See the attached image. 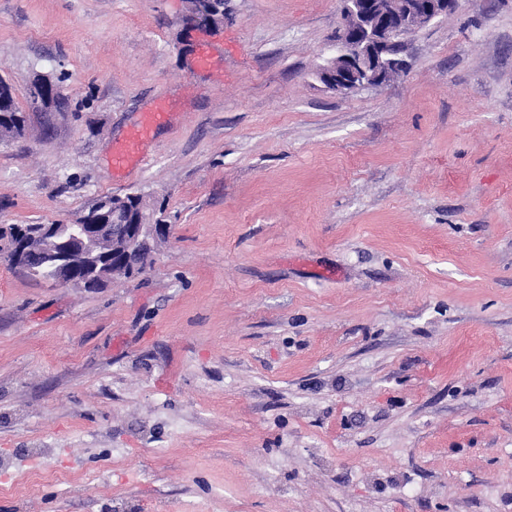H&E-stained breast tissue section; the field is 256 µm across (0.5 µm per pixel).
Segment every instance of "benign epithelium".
I'll return each instance as SVG.
<instances>
[{
	"mask_svg": "<svg viewBox=\"0 0 512 512\" xmlns=\"http://www.w3.org/2000/svg\"><path fill=\"white\" fill-rule=\"evenodd\" d=\"M207 23L201 24L185 12L179 22L187 31L217 30L224 26L223 0H209ZM336 44L331 56L319 64L316 75L329 90L348 94L389 82L392 70H405L409 62L404 52L405 39L417 29L455 10L458 0H410L407 10L393 18L378 11L377 0H340ZM166 226L145 213L130 224L112 217L110 224H94L82 219L73 224H46L41 234L49 236L59 248L58 272L68 286L81 287L98 279L131 271L132 257L151 255L152 241ZM15 240L6 247L8 261L22 269L33 263L35 252L27 246L26 230L15 226Z\"/></svg>",
	"mask_w": 512,
	"mask_h": 512,
	"instance_id": "1",
	"label": "benign epithelium"
}]
</instances>
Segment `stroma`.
<instances>
[{
  "mask_svg": "<svg viewBox=\"0 0 512 512\" xmlns=\"http://www.w3.org/2000/svg\"><path fill=\"white\" fill-rule=\"evenodd\" d=\"M225 7L0 0V76L68 100L0 140V225L166 226L105 288L0 258V512H512V0L345 95L339 0ZM213 4L210 8V14L208 15L207 24H200L199 20L192 14L185 10L183 12L179 22L184 30L196 31V30H217L224 26V9H221L217 3H223L224 0H207ZM147 134V128L136 131L127 143L112 154V166L115 168L128 167L139 153L140 142Z\"/></svg>",
  "mask_w": 512,
  "mask_h": 512,
  "instance_id": "1",
  "label": "stroma"
}]
</instances>
